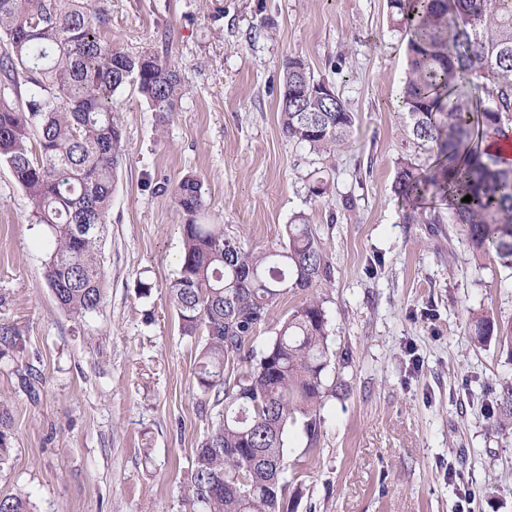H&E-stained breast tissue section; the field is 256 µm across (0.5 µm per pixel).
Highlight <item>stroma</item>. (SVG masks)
Returning <instances> with one entry per match:
<instances>
[{"label":"stroma","instance_id":"35a3bbf8","mask_svg":"<svg viewBox=\"0 0 512 512\" xmlns=\"http://www.w3.org/2000/svg\"><path fill=\"white\" fill-rule=\"evenodd\" d=\"M102 36L178 68L184 96L159 123L135 86L115 96L126 158L104 247L106 300L61 311L41 225L0 165V400L11 415L0 496L33 512H184L180 488L220 411L195 383L201 348L182 336L165 285L184 219L170 187L204 182V220L245 247L276 246L294 216L320 225L334 280L323 289L328 382L319 442L288 434L295 512H512V433L488 409L512 350L469 336L489 312L512 328V272L474 257L456 224H407L395 183L412 154L395 93L406 40L387 0H95ZM301 58L356 116L335 160L280 129V75ZM329 200L311 194L317 181ZM150 281L149 296L137 293Z\"/></svg>","mask_w":512,"mask_h":512}]
</instances>
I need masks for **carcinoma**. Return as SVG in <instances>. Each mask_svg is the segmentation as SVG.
Here are the masks:
<instances>
[{"label":"carcinoma","instance_id":"obj_1","mask_svg":"<svg viewBox=\"0 0 512 512\" xmlns=\"http://www.w3.org/2000/svg\"><path fill=\"white\" fill-rule=\"evenodd\" d=\"M391 23L407 38L397 106L407 136L436 153L429 176L404 159L396 191L407 220L458 224L476 254L494 250L512 269V166L487 152L490 130L512 124V0H387ZM92 0H0V164L23 189L32 223L45 226L46 279L57 306L84 318L105 303L102 259L112 224V192L125 152L112 100L133 85L164 120L183 85L159 54L129 55L100 34ZM322 79L300 58L283 66L278 109L283 135L329 158L350 145L355 115L341 97L319 94ZM450 199L448 212H425L424 196ZM471 201H463L465 196ZM184 216L176 277L167 286L181 334L203 338L196 384L224 405L192 459L182 487L186 512H283L289 491L286 442L301 424L317 442L320 410L336 395L327 383L328 333L316 289L334 277L321 228L303 215L278 248H247L222 224L198 222L202 181L186 175L171 189ZM306 295L260 353L251 341L284 294ZM475 317L479 344L512 329ZM497 428L512 427V381L497 403ZM9 413L0 403V464L9 458ZM0 512H31L22 495L0 497Z\"/></svg>","mask_w":512,"mask_h":512}]
</instances>
